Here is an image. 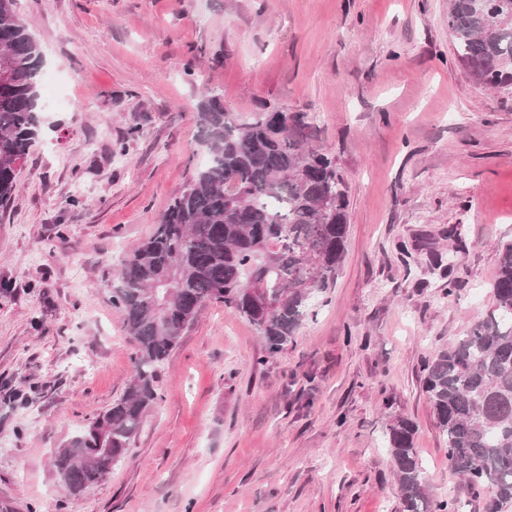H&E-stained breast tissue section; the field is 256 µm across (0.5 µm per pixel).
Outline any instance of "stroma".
Segmentation results:
<instances>
[{"label": "stroma", "mask_w": 512, "mask_h": 512, "mask_svg": "<svg viewBox=\"0 0 512 512\" xmlns=\"http://www.w3.org/2000/svg\"><path fill=\"white\" fill-rule=\"evenodd\" d=\"M449 0H17L44 50V127L0 208V512H399L406 416L433 497L459 479L421 365L483 319L512 242V86L459 64ZM209 87L239 119L303 114L349 195L346 249L293 342L255 366L207 303L158 370L125 458L79 499L55 452L121 398V260L205 160ZM407 252H400V243Z\"/></svg>", "instance_id": "stroma-1"}]
</instances>
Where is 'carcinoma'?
<instances>
[{"label":"carcinoma","mask_w":512,"mask_h":512,"mask_svg":"<svg viewBox=\"0 0 512 512\" xmlns=\"http://www.w3.org/2000/svg\"><path fill=\"white\" fill-rule=\"evenodd\" d=\"M0 0V205L11 199L39 136L44 55L16 12ZM448 29L458 59L480 84H512V0H451ZM207 159L196 168L154 234L119 265L112 304L136 344L124 395L55 453L58 482L78 497L127 453L159 398V367L209 301L224 303L256 329L255 364L283 351L307 320L313 299L334 280L348 231V195L336 159L310 146L309 126L286 111L235 120L203 86L196 101ZM263 295L250 293L251 282ZM494 305L465 336L423 365L422 386L446 439L448 468L482 512L512 504V243L499 253ZM406 417L387 427L401 512H458L456 490L433 497Z\"/></svg>","instance_id":"carcinoma-1"}]
</instances>
